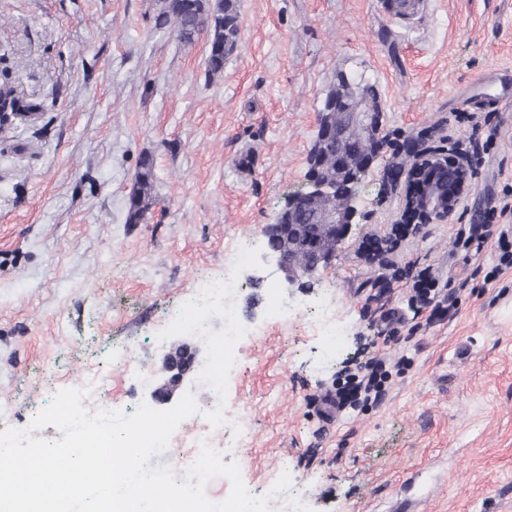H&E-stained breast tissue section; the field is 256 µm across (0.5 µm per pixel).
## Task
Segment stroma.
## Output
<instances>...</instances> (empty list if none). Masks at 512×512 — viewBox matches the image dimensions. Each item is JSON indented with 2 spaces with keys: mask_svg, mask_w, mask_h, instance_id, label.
Segmentation results:
<instances>
[{
  "mask_svg": "<svg viewBox=\"0 0 512 512\" xmlns=\"http://www.w3.org/2000/svg\"><path fill=\"white\" fill-rule=\"evenodd\" d=\"M241 40L220 77L206 76V43L186 45L154 25L155 0H0V67L35 119L0 129V412L28 428L55 389L107 374L108 402H150L119 361L159 378L161 359L189 341L205 360L207 337L178 331V303L229 274L245 338L225 397L250 429L236 462L251 495L282 464L309 492V512H388L399 495L417 512H505L512 505V268L497 281L495 244L468 261L460 225L512 187V106H462L492 68L512 70V0H421L412 18L381 0H239ZM345 72L376 84L394 146L445 136L466 149L473 125L492 135L471 158V194L442 224L394 239L399 196L382 197V153L358 188L362 218L329 268L291 288L265 257L264 228L288 194L306 187L321 100ZM154 161L155 202L126 221L142 155ZM387 239L378 255L363 245ZM252 243L236 265L229 248ZM398 266L389 306H407L412 276L467 282L453 319L418 335L413 364L383 401L325 422L307 400L324 394L351 359L367 356L378 327L366 311L374 280ZM314 307L336 306L342 353L326 361L306 316L281 321L271 287Z\"/></svg>",
  "mask_w": 512,
  "mask_h": 512,
  "instance_id": "35a3bbf8",
  "label": "stroma"
}]
</instances>
